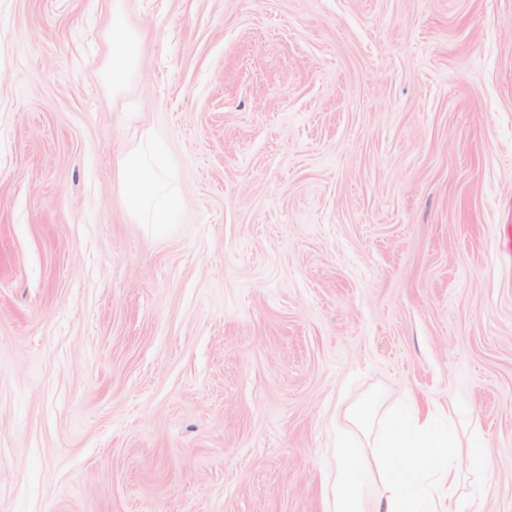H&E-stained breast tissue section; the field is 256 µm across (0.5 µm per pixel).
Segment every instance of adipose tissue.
Instances as JSON below:
<instances>
[{
    "instance_id": "obj_1",
    "label": "adipose tissue",
    "mask_w": 512,
    "mask_h": 512,
    "mask_svg": "<svg viewBox=\"0 0 512 512\" xmlns=\"http://www.w3.org/2000/svg\"><path fill=\"white\" fill-rule=\"evenodd\" d=\"M112 67L120 86L133 71L139 39L127 26L122 9L112 11ZM125 205L143 224H163L178 205L168 181L164 143L148 140L118 163ZM365 442L336 441V468L326 488L327 512H481L479 495L460 494L463 477L487 466L483 453L463 449L435 410L393 412L374 403L351 414Z\"/></svg>"
}]
</instances>
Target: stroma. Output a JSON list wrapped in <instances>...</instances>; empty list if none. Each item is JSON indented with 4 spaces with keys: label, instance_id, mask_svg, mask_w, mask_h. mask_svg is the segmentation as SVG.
Here are the masks:
<instances>
[{
    "label": "stroma",
    "instance_id": "35a3bbf8",
    "mask_svg": "<svg viewBox=\"0 0 512 512\" xmlns=\"http://www.w3.org/2000/svg\"><path fill=\"white\" fill-rule=\"evenodd\" d=\"M112 2L0 0V512H326L373 395L512 512V0ZM112 67L109 78L113 87H119L133 71L139 56V39L127 26L120 6L112 11V32L110 36ZM125 205L141 224H166L178 199L168 181V154L164 143L150 139L125 154L118 163Z\"/></svg>",
    "mask_w": 512,
    "mask_h": 512
}]
</instances>
